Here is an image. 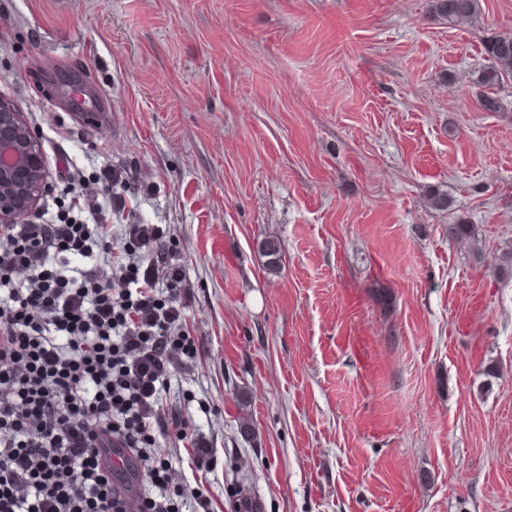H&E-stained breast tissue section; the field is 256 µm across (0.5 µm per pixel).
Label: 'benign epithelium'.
<instances>
[{
    "mask_svg": "<svg viewBox=\"0 0 512 512\" xmlns=\"http://www.w3.org/2000/svg\"><path fill=\"white\" fill-rule=\"evenodd\" d=\"M48 191L41 143L23 113L0 98V224H14L37 209Z\"/></svg>",
    "mask_w": 512,
    "mask_h": 512,
    "instance_id": "1",
    "label": "benign epithelium"
}]
</instances>
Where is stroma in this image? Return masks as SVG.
<instances>
[{"label":"stroma","mask_w":512,"mask_h":512,"mask_svg":"<svg viewBox=\"0 0 512 512\" xmlns=\"http://www.w3.org/2000/svg\"><path fill=\"white\" fill-rule=\"evenodd\" d=\"M481 5L452 26L428 0H0L42 212L72 200L65 157L113 223L171 241L199 352L163 405L206 453L158 451L210 512L239 488L262 512H512V279L491 266L512 79L497 112L477 84L512 0ZM48 73L103 91L95 122Z\"/></svg>","instance_id":"stroma-1"}]
</instances>
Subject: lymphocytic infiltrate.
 Wrapping results in <instances>:
<instances>
[{
	"instance_id": "1",
	"label": "lymphocytic infiltrate",
	"mask_w": 512,
	"mask_h": 512,
	"mask_svg": "<svg viewBox=\"0 0 512 512\" xmlns=\"http://www.w3.org/2000/svg\"><path fill=\"white\" fill-rule=\"evenodd\" d=\"M108 215L0 225V512H206L159 435L167 376L196 355L158 229ZM134 463L116 468L109 449Z\"/></svg>"
}]
</instances>
